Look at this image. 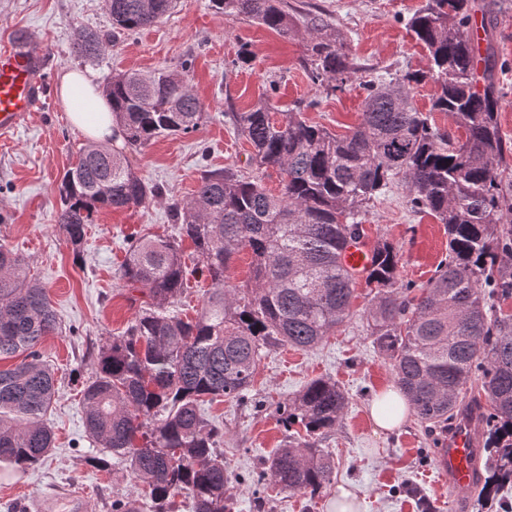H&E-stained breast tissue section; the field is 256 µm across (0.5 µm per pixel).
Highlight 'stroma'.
<instances>
[{
	"label": "stroma",
	"instance_id": "35a3bbf8",
	"mask_svg": "<svg viewBox=\"0 0 512 512\" xmlns=\"http://www.w3.org/2000/svg\"><path fill=\"white\" fill-rule=\"evenodd\" d=\"M426 2L286 0L298 31L311 18H322L344 40L358 67L345 91L329 95L315 91L308 78L301 38L286 39L249 19L218 12L210 0H177L155 26L115 33L94 62L78 58L74 40L84 28L113 33L105 0H0V36L22 30L54 61L48 74L52 93L43 108L31 114L18 135L0 139V242L46 286L61 323L59 332L40 345L59 378L57 401L45 417L55 448L36 469L0 471V512H38L47 499L57 502V512H70L73 495L82 500L83 512H112L113 499L132 492L125 464L87 436L82 408L94 355L138 311L120 277L130 241L146 232L180 238L170 206L192 197L204 170L248 171L252 148L226 115L248 109L265 89H273V103L282 111L314 100L304 119L344 134L359 120L367 82L427 70V51L407 27L408 18ZM472 4L493 22L498 123L502 137L512 143V0ZM244 51L249 61H241ZM183 65L209 114L207 122L196 132L160 137L126 154L139 176L160 187L162 198L142 207L95 211L81 245L73 246L56 222L60 182L87 139L72 125L57 94L63 74L77 69L100 84L112 73L147 74ZM361 222L366 242L384 237L398 247L402 281L425 284L448 255L444 225L430 213L412 212L400 185L371 204ZM368 301L364 282H357L353 318L319 347L263 350L246 400L204 403L206 417L224 426V465L240 478L233 487V512H334L341 483L355 486L362 512H504L512 504L511 485L479 500L469 492L461 497L451 492L437 472L433 436L417 417H409L392 435L375 433L367 404L394 379L389 362L363 329ZM316 378L336 381L349 400L341 421L317 441L336 461L334 486L312 499L273 487L258 490L252 476L288 440L278 406Z\"/></svg>",
	"mask_w": 512,
	"mask_h": 512
}]
</instances>
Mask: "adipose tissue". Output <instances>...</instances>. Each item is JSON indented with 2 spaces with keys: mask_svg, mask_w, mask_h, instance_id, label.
<instances>
[{
  "mask_svg": "<svg viewBox=\"0 0 512 512\" xmlns=\"http://www.w3.org/2000/svg\"><path fill=\"white\" fill-rule=\"evenodd\" d=\"M59 96L68 112L72 124L92 141L108 145L112 142V111L100 95L96 84L83 73L71 70L62 77ZM87 103L85 110H78L75 99ZM409 414V403L398 389L380 391L369 406L370 419L375 431H393Z\"/></svg>",
  "mask_w": 512,
  "mask_h": 512,
  "instance_id": "1",
  "label": "adipose tissue"
}]
</instances>
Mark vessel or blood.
Here are the masks:
<instances>
[{"instance_id":"obj_1","label":"vessel or blood","mask_w":512,"mask_h":512,"mask_svg":"<svg viewBox=\"0 0 512 512\" xmlns=\"http://www.w3.org/2000/svg\"><path fill=\"white\" fill-rule=\"evenodd\" d=\"M51 63L46 49L35 42H0V137L15 134L30 113L42 109L49 88L45 80ZM477 441L470 421L460 422L436 455V468L449 486L472 489L477 481Z\"/></svg>"}]
</instances>
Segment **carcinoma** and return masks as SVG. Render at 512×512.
I'll return each mask as SVG.
<instances>
[{"label":"carcinoma","instance_id":"obj_1","mask_svg":"<svg viewBox=\"0 0 512 512\" xmlns=\"http://www.w3.org/2000/svg\"><path fill=\"white\" fill-rule=\"evenodd\" d=\"M227 15L243 16L294 35L283 0H210ZM112 30L151 27L176 0H106ZM470 0H428L408 27L428 52L429 70L368 86L360 123L338 135L298 112L272 118L271 96L242 112H226L251 144L246 175L208 170L186 202L171 204L180 235L189 238L201 267L186 265L179 244L144 235L133 240L121 277L143 297L135 318L94 360L83 389L84 424L98 447L126 463L135 491L112 501V512H140V492L158 506L188 495L194 512H231L232 477L224 467V437L204 416L205 398L243 400L261 350L290 345L310 350L351 317L360 277L373 296L365 331L389 360L394 380L423 423L441 430L458 413H477L480 428L498 449L495 483L512 478V314L489 303L512 299V184L496 166L512 146L498 125L501 106L491 39L472 42ZM106 39L79 31L74 48L94 60ZM304 67L311 83L343 91L354 63L327 24L307 33ZM437 85L432 112L450 115L464 135L453 138L419 111L413 86ZM103 92L112 105V148L90 142L63 175L57 215L77 246L100 208L142 206L161 189L129 167L125 153L164 135L197 131L209 118L181 70L150 75L114 73ZM269 168L283 179L280 193L262 185ZM408 191L414 212L435 216L448 231V259L425 285L398 278L399 249L388 239L372 245L363 273L342 264L347 246L362 238L358 216L393 184ZM252 253L250 284L227 280L234 255ZM211 281L196 318L168 310L189 280ZM57 330L47 288L28 275L23 258L0 243V463L25 472L51 455L54 436L43 422L57 393L55 369L38 346ZM476 378L486 401L465 405L464 385ZM348 404L336 382L317 378L283 406L285 428L305 434L267 460L254 482L280 491L318 496L336 474L333 459L315 447L333 430Z\"/></svg>","mask_w":512,"mask_h":512}]
</instances>
